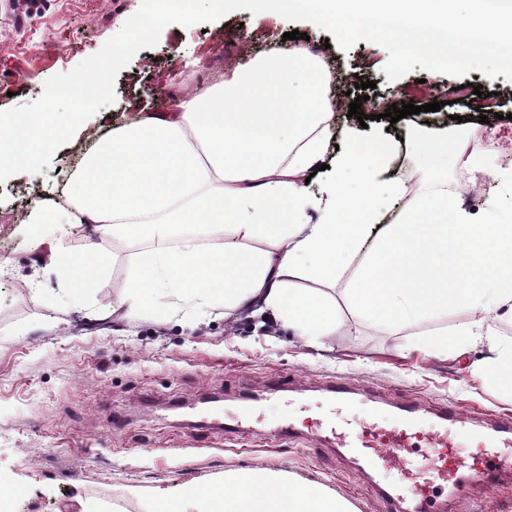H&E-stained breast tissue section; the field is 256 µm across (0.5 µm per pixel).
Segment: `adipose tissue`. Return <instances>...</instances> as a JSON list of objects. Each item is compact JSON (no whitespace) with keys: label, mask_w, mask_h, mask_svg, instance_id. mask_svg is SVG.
<instances>
[{"label":"adipose tissue","mask_w":512,"mask_h":512,"mask_svg":"<svg viewBox=\"0 0 512 512\" xmlns=\"http://www.w3.org/2000/svg\"><path fill=\"white\" fill-rule=\"evenodd\" d=\"M305 76L304 96L295 93ZM334 103L319 60L295 45L248 59L231 78L180 94L168 114L140 116L100 139L81 161L68 212L50 207L28 228L32 245L57 224H97L144 247L130 260L115 305L130 316L232 318L256 306L269 324L308 345L341 328L332 289L341 254L366 249L344 288L361 324L385 334L464 312L455 336L418 339L420 351L468 343L494 351L484 378L512 392V343L497 323L512 317V168L497 169L500 197L481 212L447 189L411 194L392 169L396 141L353 125L332 144ZM480 125L454 140L422 138L430 173L496 167L493 146L473 150ZM316 188L305 180L320 165ZM360 193H353L350 182ZM50 265L70 301L89 298L103 272L98 254L75 255L55 242ZM305 276L311 285L298 288ZM156 512H356L321 485L282 472H228L223 487L187 486L161 494Z\"/></svg>","instance_id":"ef3b65f1"}]
</instances>
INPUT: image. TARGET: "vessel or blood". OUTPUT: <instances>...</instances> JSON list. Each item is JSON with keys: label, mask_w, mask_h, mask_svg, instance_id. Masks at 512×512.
<instances>
[{"label": "vessel or blood", "mask_w": 512, "mask_h": 512, "mask_svg": "<svg viewBox=\"0 0 512 512\" xmlns=\"http://www.w3.org/2000/svg\"><path fill=\"white\" fill-rule=\"evenodd\" d=\"M393 421L370 423L330 420L319 416L310 425L322 437L377 475L394 474L382 489L387 512H447L439 493L463 491L471 482L501 485L512 476V416H500L490 430L478 431L473 419L451 404L436 406L435 424H427L419 406L406 403ZM468 437L473 450L460 455L456 440ZM421 456H414V449Z\"/></svg>", "instance_id": "b4317fda"}]
</instances>
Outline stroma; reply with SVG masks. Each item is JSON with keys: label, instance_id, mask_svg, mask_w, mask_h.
<instances>
[{"label": "stroma", "instance_id": "stroma-1", "mask_svg": "<svg viewBox=\"0 0 512 512\" xmlns=\"http://www.w3.org/2000/svg\"><path fill=\"white\" fill-rule=\"evenodd\" d=\"M140 4L0 0V111L40 99L49 77L97 53ZM295 29L322 51L335 128L350 125L360 78L376 84L361 106L364 114H372L375 100L420 106L393 164L412 193L429 189L415 137H456L477 101L495 114L488 129L502 149L499 165L512 166V79L417 67L391 80L382 45L361 40L347 50L329 48L328 32L315 24L268 13L240 9L206 23L166 25L154 47L141 49L119 71L114 102L79 127L48 167L0 181V486L23 489L10 512H103L113 499L133 512H150L158 492L214 484L235 469L285 471L323 484L357 512H385L377 484L348 455L307 433L283 438L284 418L320 413L336 380L350 386L346 413L361 423L395 417L405 399L427 411L456 405L481 425L495 413L512 415V399L475 370L490 355L486 345L448 356L413 348L417 336L457 327L463 313L383 336L346 310L340 332L311 348L287 333L267 334L248 309L230 323L220 317L164 323L113 312L134 249L113 244L99 225L58 227L77 255L94 252L107 260L95 295L82 305L67 299L48 246H31L32 217L49 205L67 206L80 159L97 135L129 122L135 111L164 109L179 93L222 80L243 58L262 54ZM435 100L440 110L424 111ZM448 185L471 211L498 193L491 172L473 176L452 168ZM33 281L58 299L57 312L32 296ZM270 381L282 386L278 400L265 394ZM480 504L512 512V487L470 486L448 512H475Z\"/></svg>", "mask_w": 512, "mask_h": 512}]
</instances>
